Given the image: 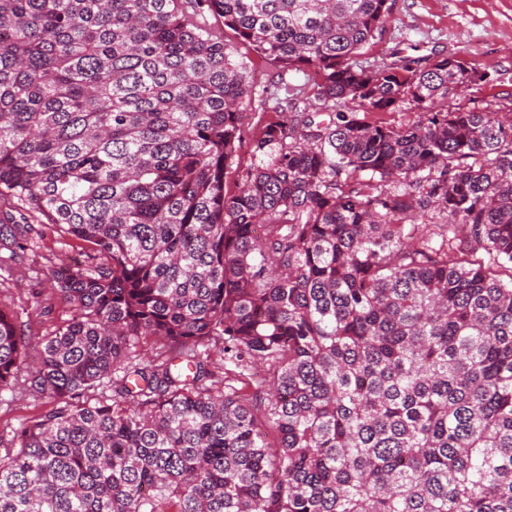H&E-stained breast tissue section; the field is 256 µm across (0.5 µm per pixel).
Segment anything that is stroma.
<instances>
[{
    "label": "stroma",
    "instance_id": "35a3bbf8",
    "mask_svg": "<svg viewBox=\"0 0 512 512\" xmlns=\"http://www.w3.org/2000/svg\"><path fill=\"white\" fill-rule=\"evenodd\" d=\"M223 34L236 60L246 63L252 88V98L245 104L248 120L226 183L233 191L255 163L253 133L276 117L273 93L280 66L255 56L233 30L224 29ZM433 54L477 64L487 74L484 83L457 97L456 106L512 111V0H393L385 29L361 50L356 62L373 67L396 58ZM9 220L23 226L24 247L14 253L0 249V303L17 311L25 335L43 339L74 314L72 306L51 288L50 274L62 260L85 258L87 250L25 207L9 214L0 210V224ZM50 404L47 396L31 387L29 376H21L16 391L0 392V434H9Z\"/></svg>",
    "mask_w": 512,
    "mask_h": 512
}]
</instances>
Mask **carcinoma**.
<instances>
[{"mask_svg":"<svg viewBox=\"0 0 512 512\" xmlns=\"http://www.w3.org/2000/svg\"><path fill=\"white\" fill-rule=\"evenodd\" d=\"M209 14L283 89L312 69L325 108L419 119L278 98L231 194L250 86ZM390 14L0 0V197L91 250L51 272L75 314L43 342L0 303V391L33 350L53 399L0 436V512H512V119L438 108L474 64L357 65ZM417 108L408 101L402 100L388 112H359V116L366 117L370 122L382 123L384 125L401 128L408 126L418 119Z\"/></svg>","mask_w":512,"mask_h":512,"instance_id":"cac0c4a2","label":"carcinoma"}]
</instances>
